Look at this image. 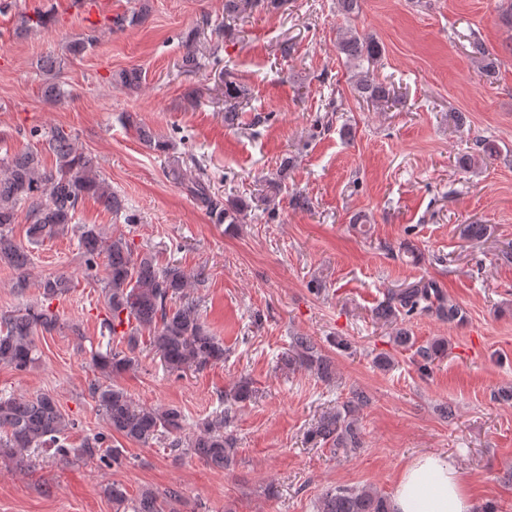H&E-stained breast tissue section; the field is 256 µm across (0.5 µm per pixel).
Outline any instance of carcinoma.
I'll return each instance as SVG.
<instances>
[{"mask_svg": "<svg viewBox=\"0 0 512 512\" xmlns=\"http://www.w3.org/2000/svg\"><path fill=\"white\" fill-rule=\"evenodd\" d=\"M361 2L337 0L338 12L345 22L359 13ZM276 5L278 0H224V14L238 15ZM96 42L95 34H86L69 44L68 53L73 57L81 56ZM337 49L360 69L353 83V92L358 98L378 105L392 100L390 87L370 77L369 71L362 70L363 63L373 66L381 60L383 47L378 41L348 27L342 30ZM472 49L479 68L486 76H491L497 67L496 58L490 57L479 42L472 43ZM247 95L245 86L229 76L224 78L225 120L235 119L239 101ZM47 144L56 157L55 168L51 170L44 167L41 155L34 151L18 152L10 161L0 164V263L19 271L30 262L29 247H37L73 230L72 224L83 200L94 198L115 215L125 210L122 198L112 191L93 159L77 149L70 130L53 127ZM476 147L477 156L482 159L498 152V145L489 139L477 141ZM475 157L464 158L462 165L471 166ZM192 189L217 223L243 222L249 207L246 201L223 207L214 201L209 187L200 179L194 180ZM23 206L28 223L25 245L12 236V225L18 223ZM78 241L84 258V275L97 271L98 259L104 258L102 294L108 312L104 327L125 343L123 349H109L92 357V367L101 375V380L91 385L90 393L110 430L142 445L165 440L176 459L190 452L213 468L230 467L235 454L234 439L227 432L232 422V407L196 424L195 430L187 433L180 410L141 406L124 389L109 382L112 375L134 367L135 352L145 332L149 345L157 352L169 375L179 376L190 369L201 370L224 362V343L207 329L199 302L190 297L195 276L177 264H159L149 252H134L124 234L106 237L96 224L82 225ZM39 288L42 303L0 315L1 365L25 371L36 361L34 335L39 330L49 333L56 328L57 317L50 311L49 304L69 291L71 280L48 276L41 280ZM432 309L450 323L464 320L460 308L445 299L433 281L389 291L374 315L383 323L395 326L392 336L395 344L408 347L414 345V341L404 327L406 318ZM446 351L445 343L440 340L417 347L415 354L420 369L428 370ZM287 361L290 366L331 379V362L309 336L293 338ZM229 396L235 403L247 401L252 396L251 382L246 378L238 381ZM367 402L364 392L352 393L351 399L323 416L311 430L310 438L335 451L361 447V432L352 413ZM74 426L75 422L61 412L48 393L32 397L0 396V458L25 466L31 452L52 448L62 460L73 456L97 459L108 466L123 465V449L104 447L106 436L103 434L86 439L79 448L68 447L67 434ZM107 494L118 512H174L171 502L176 494L173 491L160 492L146 486L131 498L122 485L114 483ZM319 512L391 510L388 499L372 488L336 486L322 493Z\"/></svg>", "mask_w": 512, "mask_h": 512, "instance_id": "cac0c4a2", "label": "carcinoma"}]
</instances>
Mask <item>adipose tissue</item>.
<instances>
[{"label":"adipose tissue","mask_w":512,"mask_h":512,"mask_svg":"<svg viewBox=\"0 0 512 512\" xmlns=\"http://www.w3.org/2000/svg\"><path fill=\"white\" fill-rule=\"evenodd\" d=\"M461 470L448 456L429 453L403 468L392 496V512H473Z\"/></svg>","instance_id":"ef3b65f1"}]
</instances>
